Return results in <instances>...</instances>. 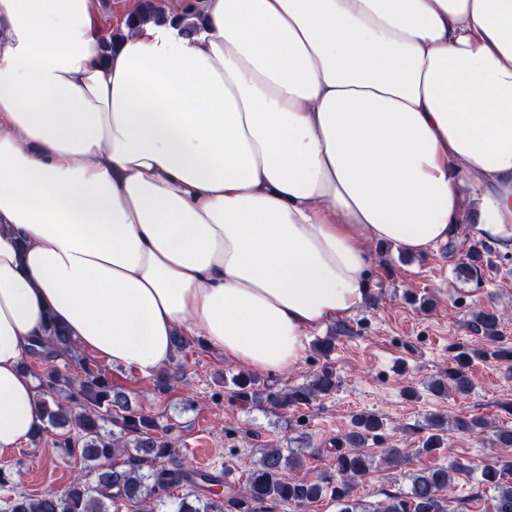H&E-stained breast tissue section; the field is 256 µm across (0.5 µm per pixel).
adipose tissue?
<instances>
[{
	"instance_id": "adipose-tissue-1",
	"label": "adipose tissue",
	"mask_w": 512,
	"mask_h": 512,
	"mask_svg": "<svg viewBox=\"0 0 512 512\" xmlns=\"http://www.w3.org/2000/svg\"><path fill=\"white\" fill-rule=\"evenodd\" d=\"M99 0H0V453L48 323L151 375L175 336L283 372L374 245L512 253V0H200L104 51Z\"/></svg>"
}]
</instances>
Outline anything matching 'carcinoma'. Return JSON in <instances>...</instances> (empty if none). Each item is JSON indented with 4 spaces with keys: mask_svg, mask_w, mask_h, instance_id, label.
<instances>
[{
    "mask_svg": "<svg viewBox=\"0 0 512 512\" xmlns=\"http://www.w3.org/2000/svg\"><path fill=\"white\" fill-rule=\"evenodd\" d=\"M200 15L192 4L186 5L180 23L186 34L196 32ZM165 19L161 10L146 2L137 14L126 20V27L148 20ZM491 253L483 245L469 249L460 271L470 280H481L484 256ZM472 330L491 343L499 342V319L493 312L479 311L470 321ZM75 342L59 326L50 324L47 336L28 349V355L53 360L74 351ZM473 354L462 351L455 356L457 368L448 373L449 382L436 381L431 389L437 393L448 390L464 395L473 384L468 368ZM42 396L39 406L43 417L54 427H72L74 435L63 439V447L80 457L85 475L75 477L65 489L45 491L37 496H20L12 500L7 512H118V502L127 500L146 504L147 500L172 488L207 483L215 486L221 479L211 473L192 470L184 465L172 444L159 435L154 419L129 408L125 396L112 387L101 370L84 369V375L72 378L54 366L46 367L39 375ZM232 396L253 405L265 399L287 409L308 404L336 391L338 379L329 368L313 375L304 387L281 395L266 394V387L251 375L239 372L231 377ZM113 429L108 430L105 424ZM383 423L374 414L355 417L353 428L341 439L334 456L335 473L310 477L302 472L300 453L283 454L280 448H265L250 473L241 496L235 500L242 509L253 503L277 501L304 505L328 492L336 501L338 512H367L354 498L356 483L375 465L374 458L364 451L366 442L377 436ZM431 434L415 453L431 454L443 449L445 424L440 418L432 421ZM149 467V473L142 472ZM299 476L284 478V471ZM465 466L453 463L448 467L418 469L409 475V492L390 497L377 512H448L444 493L453 482V475ZM512 456H499L481 470V483L495 492L490 512H512ZM174 512H224V504L212 497L195 492L179 498Z\"/></svg>",
    "mask_w": 512,
    "mask_h": 512,
    "instance_id": "1",
    "label": "carcinoma"
}]
</instances>
